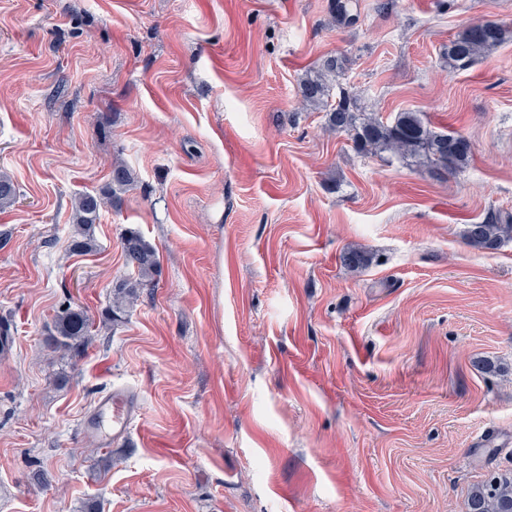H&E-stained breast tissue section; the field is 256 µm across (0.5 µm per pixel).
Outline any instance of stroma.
Segmentation results:
<instances>
[{
    "mask_svg": "<svg viewBox=\"0 0 512 512\" xmlns=\"http://www.w3.org/2000/svg\"><path fill=\"white\" fill-rule=\"evenodd\" d=\"M0 0V512H466L512 471V37L471 68L465 26L512 0ZM338 87L390 119L467 137L437 179L357 153L301 109L329 56ZM133 177L76 254L74 199ZM159 270L106 323L121 239ZM357 250L366 266L343 255ZM66 306L94 320L63 353ZM128 391V435L85 432ZM331 11L338 24L350 27L356 23L358 4L355 0H332ZM463 236L469 246L484 251L497 250L506 239H512V214L488 209L480 221L466 225Z\"/></svg>",
    "mask_w": 512,
    "mask_h": 512,
    "instance_id": "stroma-1",
    "label": "stroma"
}]
</instances>
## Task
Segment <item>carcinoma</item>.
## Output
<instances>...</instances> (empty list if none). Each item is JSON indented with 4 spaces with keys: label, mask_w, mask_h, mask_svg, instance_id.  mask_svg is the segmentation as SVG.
Wrapping results in <instances>:
<instances>
[{
    "label": "carcinoma",
    "mask_w": 512,
    "mask_h": 512,
    "mask_svg": "<svg viewBox=\"0 0 512 512\" xmlns=\"http://www.w3.org/2000/svg\"><path fill=\"white\" fill-rule=\"evenodd\" d=\"M331 11L338 24L350 27L358 17L357 0H332ZM507 38L506 26L495 20L466 26L448 43V68L462 70L472 66ZM343 66V58L329 56L300 83L301 105L326 112L327 132L347 135L354 149L363 155L389 153L403 160L416 159L440 178L457 174L469 164L472 143L461 134L431 128L419 112H399L392 120L384 121L364 112L358 98L349 92L342 91L338 100L331 101L333 82ZM16 197L11 177L0 175V209L10 207ZM119 203L116 194L106 192L83 193L75 198L73 223L77 229L71 243L73 251H88L90 239L86 230L96 223L100 210ZM508 238L512 239V214L494 208L464 230L466 243L484 251L498 249ZM122 249L126 263L138 272L139 278L133 282L120 280L113 286L109 315L112 321L134 305L138 290L150 284L158 267L156 249L139 233H128L123 238ZM88 332L87 315L66 308L49 327L46 341L56 349L70 350L84 343ZM467 512H512V473H494L476 486L467 500Z\"/></svg>",
    "instance_id": "cac0c4a2"
}]
</instances>
